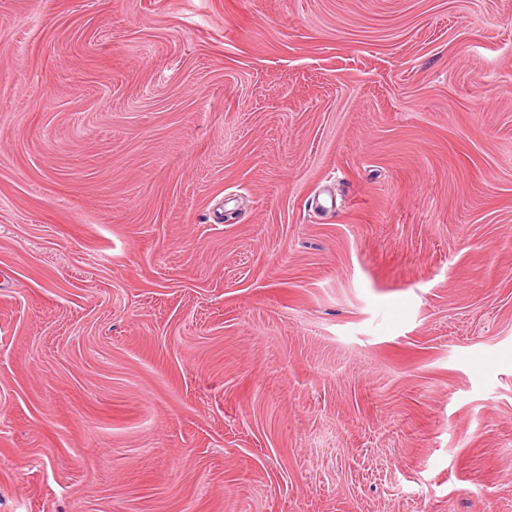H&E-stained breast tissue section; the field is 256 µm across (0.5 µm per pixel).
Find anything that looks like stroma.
<instances>
[{"instance_id":"obj_1","label":"stroma","mask_w":512,"mask_h":512,"mask_svg":"<svg viewBox=\"0 0 512 512\" xmlns=\"http://www.w3.org/2000/svg\"><path fill=\"white\" fill-rule=\"evenodd\" d=\"M0 512H512V0H0Z\"/></svg>"}]
</instances>
